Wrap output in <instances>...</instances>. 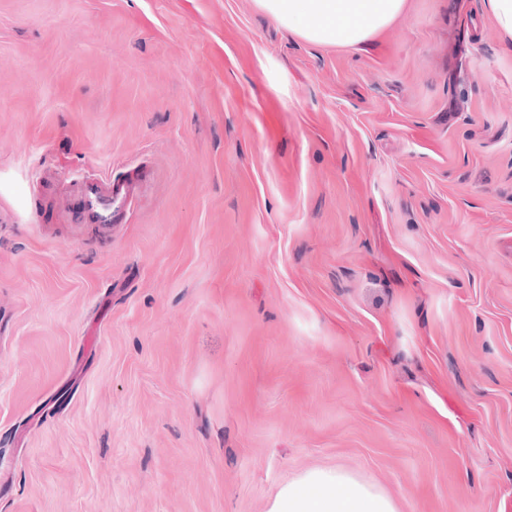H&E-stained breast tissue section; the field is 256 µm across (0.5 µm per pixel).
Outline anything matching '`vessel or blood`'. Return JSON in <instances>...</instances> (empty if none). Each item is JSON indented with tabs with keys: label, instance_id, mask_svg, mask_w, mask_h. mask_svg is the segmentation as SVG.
Returning <instances> with one entry per match:
<instances>
[{
	"label": "vessel or blood",
	"instance_id": "vessel-or-blood-1",
	"mask_svg": "<svg viewBox=\"0 0 512 512\" xmlns=\"http://www.w3.org/2000/svg\"><path fill=\"white\" fill-rule=\"evenodd\" d=\"M150 182L148 171L134 169L120 178L83 180L75 194L61 201L75 224H100L112 229L122 224V215Z\"/></svg>",
	"mask_w": 512,
	"mask_h": 512
}]
</instances>
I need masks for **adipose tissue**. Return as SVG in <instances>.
Returning a JSON list of instances; mask_svg holds the SVG:
<instances>
[{
	"mask_svg": "<svg viewBox=\"0 0 512 512\" xmlns=\"http://www.w3.org/2000/svg\"><path fill=\"white\" fill-rule=\"evenodd\" d=\"M288 30L319 45H358L386 27L405 0H258ZM269 512H397L393 499L340 469H314L283 485Z\"/></svg>",
	"mask_w": 512,
	"mask_h": 512,
	"instance_id": "1",
	"label": "adipose tissue"
}]
</instances>
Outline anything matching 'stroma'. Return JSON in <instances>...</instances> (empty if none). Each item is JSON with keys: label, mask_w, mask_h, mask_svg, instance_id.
I'll list each match as a JSON object with an SVG mask.
<instances>
[{"label": "stroma", "mask_w": 512, "mask_h": 512, "mask_svg": "<svg viewBox=\"0 0 512 512\" xmlns=\"http://www.w3.org/2000/svg\"><path fill=\"white\" fill-rule=\"evenodd\" d=\"M149 168L112 235L44 182ZM338 468L512 512V43L406 0H0V512H269ZM288 30L319 45H358L386 27L405 0H258Z\"/></svg>", "instance_id": "1"}]
</instances>
